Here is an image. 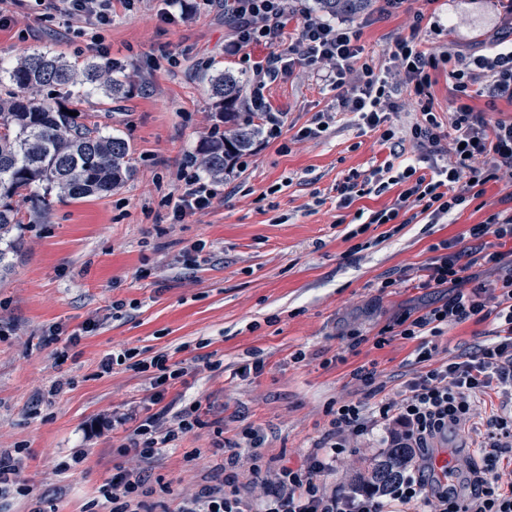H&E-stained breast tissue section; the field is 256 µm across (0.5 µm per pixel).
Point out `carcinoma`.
<instances>
[{
    "instance_id": "cac0c4a2",
    "label": "carcinoma",
    "mask_w": 512,
    "mask_h": 512,
    "mask_svg": "<svg viewBox=\"0 0 512 512\" xmlns=\"http://www.w3.org/2000/svg\"><path fill=\"white\" fill-rule=\"evenodd\" d=\"M314 7L331 18L361 17L375 2L314 0ZM198 79L208 88L217 120L214 132L200 144L199 164L209 177L221 180L263 135L265 113L252 111L249 80L231 67L211 62L199 70ZM132 84L133 75L120 61L89 56L77 64L43 47L0 67V90L5 91L0 95V238L21 224L16 197L43 213L53 191L81 199L110 194L129 180L128 141L103 132L95 116L80 117L78 112L85 98L121 99ZM57 88L67 91L63 104L43 96ZM39 186L46 195L32 196V188ZM412 455L410 448L388 449L371 465L366 481L386 489Z\"/></svg>"
}]
</instances>
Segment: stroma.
<instances>
[{"mask_svg":"<svg viewBox=\"0 0 512 512\" xmlns=\"http://www.w3.org/2000/svg\"><path fill=\"white\" fill-rule=\"evenodd\" d=\"M165 0L112 4V22L91 26L55 14L40 0H0L8 19L0 28V63L21 47L49 46L73 61L105 47L136 84L121 101L92 97L83 108L120 132L132 147L134 174L107 196L53 197L47 218L22 209V225L0 274V448H26L22 476L27 497L0 502V512H34L53 501L57 512H83L115 466L141 469L171 483L175 496L194 495L208 474L216 444L233 450L244 428L264 436L265 456L289 466L304 462L329 428V407L368 401L353 380L360 367L394 392L415 369L414 341L392 337L375 347L380 330L402 311L430 301L405 277L431 256L430 248L461 239L469 225L500 210L512 186L491 182L453 221L369 225L353 234L359 208L379 210L395 192L336 206L335 186L381 164L389 150L379 132L359 128L349 113L315 139L299 138L334 94L303 67L266 90L282 116L277 139L260 138L242 167L224 177L205 214L176 224L162 199L177 191L187 155L196 154L213 126L214 110L197 71L209 62L242 70L227 52L233 31L216 7L193 20L166 24ZM433 45L481 50L497 28L493 0H413ZM411 17L393 14L360 28L364 59L386 64L393 36L409 35ZM399 288L380 290L386 277ZM360 342H352L350 331ZM489 324L472 321L436 337V361L472 351L488 340ZM135 348L141 359L168 354L186 368L166 398L176 405L201 400L206 427L195 430L152 462L116 451L130 426L100 429L113 412L145 405L146 378L117 366L100 369L114 351ZM304 352L295 361V352ZM262 360L260 374L235 372ZM385 434L353 442L329 487L347 492L378 457ZM479 439L458 430L433 443L455 465L461 486ZM201 449L190 463L185 454ZM86 451L83 464L58 474V461Z\"/></svg>","mask_w":512,"mask_h":512,"instance_id":"stroma-1","label":"stroma"}]
</instances>
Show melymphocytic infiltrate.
I'll list each match as a JSON object with an SVG mask.
<instances>
[{
  "mask_svg": "<svg viewBox=\"0 0 512 512\" xmlns=\"http://www.w3.org/2000/svg\"><path fill=\"white\" fill-rule=\"evenodd\" d=\"M232 2L236 37L230 50L253 74L254 107L263 106L269 84L297 67L309 66L319 82L334 92L336 108L320 113L300 130V137H319L341 111L357 115L388 145L389 157L382 165L370 169L363 179L351 176L335 187L342 209L355 198L395 191L393 204L356 212L355 221L393 224L417 209L438 224L483 195L487 183H512V116L497 115L495 108L496 100L512 101V0L480 54L424 44L425 16L414 13L410 36L393 38L392 65L385 70L362 61L359 28L352 18L329 21L308 9L295 10L294 0ZM292 21L297 24V38L288 44L284 33ZM260 44L272 46L274 52L253 59L251 49ZM442 63L450 67L448 77L455 92L444 119L436 115L431 93V72ZM476 84L488 95L481 110L468 102ZM402 89L411 96L415 118L397 130L390 116L401 108L397 94ZM410 145L419 151L413 163L404 158ZM422 163L428 174L419 173ZM184 166V185L171 209L177 222L209 209L216 197L210 181L198 173L195 157H188ZM467 237L470 244L465 248L453 240L434 245L433 256L413 270L415 288H443L448 296L400 316L399 334L417 340L414 354L421 369L402 382L395 395H386L383 387L375 385L374 372L355 369L352 377L370 387L371 403L343 401L330 408L326 437L313 446L305 464L293 468L266 459L260 451L262 435L245 428L239 445L250 449L253 479L267 485L268 493L256 500L249 497L239 481L240 456L234 452L224 457L216 483L183 499L174 512H512V480L503 481L499 474L504 455L512 454V257L494 247L495 241L512 240V207L488 213L468 228ZM477 265L484 267V274L474 273ZM470 320L490 323L489 342L475 352L433 364L432 338ZM136 355L133 348L113 352L101 361L100 369L108 373L114 366L129 364L146 375L148 399L157 405V412L142 417L116 413L112 425L133 427L119 453L149 462L205 422L202 403L195 400L178 412L175 425H166L159 405L168 389L181 382L184 370L164 354L148 361L137 360ZM494 396L500 404L488 416L476 448L480 463L470 469V491L457 496L449 491L447 478L437 476L429 445L448 430L470 423L483 399ZM379 427L389 443L418 451V463L384 494L369 487L349 493L328 489L325 474L335 469L354 440ZM27 454L24 448L0 450V498L30 495L21 477ZM99 493L108 512H153L154 506L166 504L172 489L163 480H151L146 472L120 468Z\"/></svg>",
  "mask_w": 512,
  "mask_h": 512,
  "instance_id": "f902f5d3",
  "label": "lymphocytic infiltrate"
}]
</instances>
